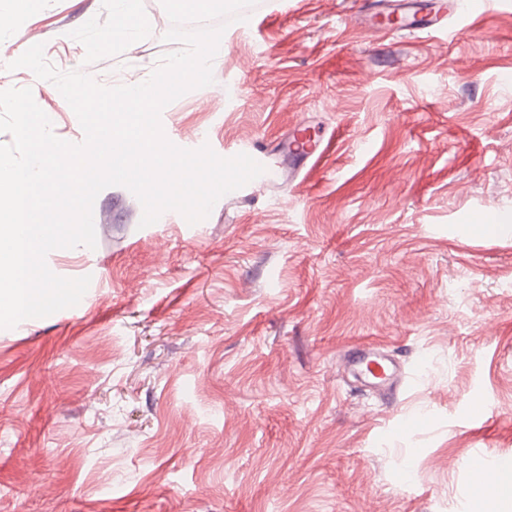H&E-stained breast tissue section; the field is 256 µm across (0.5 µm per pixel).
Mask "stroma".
<instances>
[{
  "label": "stroma",
  "mask_w": 512,
  "mask_h": 512,
  "mask_svg": "<svg viewBox=\"0 0 512 512\" xmlns=\"http://www.w3.org/2000/svg\"><path fill=\"white\" fill-rule=\"evenodd\" d=\"M135 11L94 55L113 0H0V90L32 87L81 142L57 88L7 65L34 42L60 71L145 81L179 45L161 0ZM354 13L257 0L213 83L161 113L172 143L224 155L333 132L308 174L144 228L111 186L96 247L48 254L92 288L0 329V512H490L465 460L512 457V8L452 40ZM368 349L397 387L354 377Z\"/></svg>",
  "instance_id": "1"
}]
</instances>
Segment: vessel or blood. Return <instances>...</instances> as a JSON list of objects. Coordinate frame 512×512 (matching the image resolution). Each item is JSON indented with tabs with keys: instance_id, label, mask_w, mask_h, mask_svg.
Returning <instances> with one entry per match:
<instances>
[{
	"instance_id": "b4317fda",
	"label": "vessel or blood",
	"mask_w": 512,
	"mask_h": 512,
	"mask_svg": "<svg viewBox=\"0 0 512 512\" xmlns=\"http://www.w3.org/2000/svg\"><path fill=\"white\" fill-rule=\"evenodd\" d=\"M356 13L363 26L371 28L382 17H396L403 28L410 31L434 32L443 26L448 18L467 22L471 18L483 17L491 7V0H421L426 13L421 18H409L410 0H357ZM327 149L323 139L306 135L304 129L294 128L275 145L262 142L241 146V153L247 154L260 163L264 172L250 182L253 192H266L278 187L281 174L296 178L315 155ZM355 371L364 372L367 384L374 387H388L392 384L394 372L384 358L367 353L353 359Z\"/></svg>"
}]
</instances>
